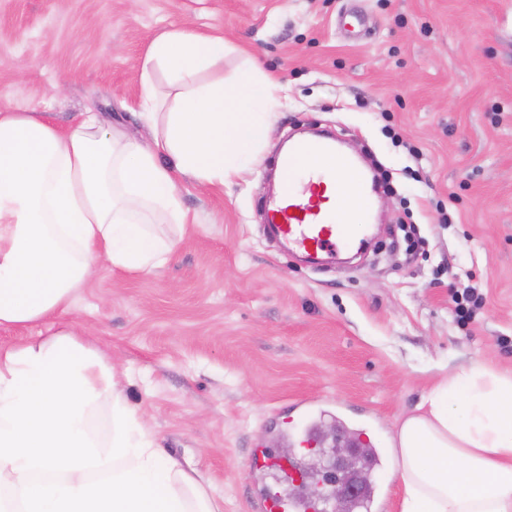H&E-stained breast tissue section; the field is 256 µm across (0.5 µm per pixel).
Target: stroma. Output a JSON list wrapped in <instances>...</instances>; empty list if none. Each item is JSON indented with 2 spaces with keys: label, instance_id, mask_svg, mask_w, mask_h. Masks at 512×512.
Segmentation results:
<instances>
[{
  "label": "stroma",
  "instance_id": "1",
  "mask_svg": "<svg viewBox=\"0 0 512 512\" xmlns=\"http://www.w3.org/2000/svg\"><path fill=\"white\" fill-rule=\"evenodd\" d=\"M182 27L223 36L216 76L252 60L288 98L244 181H179L192 222L171 261L100 268L70 317L224 512H253L275 483L301 496L251 458L286 453L311 410L321 451L340 434L377 449L382 466L361 456L358 476L400 512L398 422L473 359L512 371V0H0V106L61 127L91 108L144 137L141 61ZM310 129L378 184L375 234L319 266L266 230L280 144ZM470 290L480 302L459 317Z\"/></svg>",
  "mask_w": 512,
  "mask_h": 512
}]
</instances>
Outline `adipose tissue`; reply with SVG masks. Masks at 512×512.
I'll list each match as a JSON object with an SVG mask.
<instances>
[{
    "label": "adipose tissue",
    "instance_id": "adipose-tissue-1",
    "mask_svg": "<svg viewBox=\"0 0 512 512\" xmlns=\"http://www.w3.org/2000/svg\"><path fill=\"white\" fill-rule=\"evenodd\" d=\"M223 36L172 29L141 65L147 140L98 113L59 128L38 112L0 108V328L46 320L55 331L0 346V512H223L194 471L163 455L114 381L112 361L68 321L101 266L149 274L189 221L176 180L202 187L242 178L261 161L283 84L255 65L204 80ZM169 78V98L152 85ZM337 220L369 212L359 177L325 183ZM108 401L112 433L90 428ZM391 479L401 512H512V374L481 361L445 378L398 424Z\"/></svg>",
    "mask_w": 512,
    "mask_h": 512
}]
</instances>
